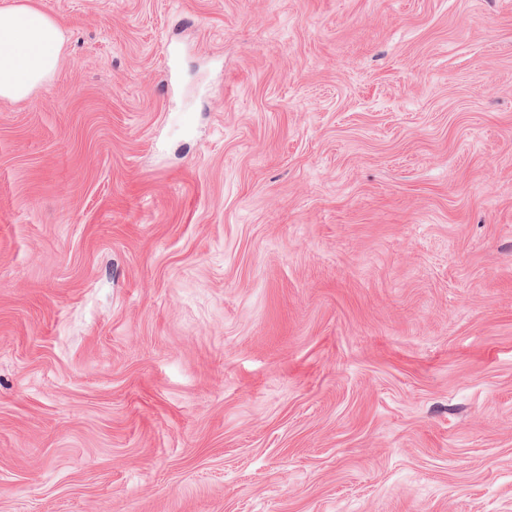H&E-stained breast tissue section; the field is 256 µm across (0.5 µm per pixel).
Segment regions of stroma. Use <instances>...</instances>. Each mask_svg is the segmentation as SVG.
Masks as SVG:
<instances>
[{
	"label": "stroma",
	"instance_id": "35a3bbf8",
	"mask_svg": "<svg viewBox=\"0 0 512 512\" xmlns=\"http://www.w3.org/2000/svg\"><path fill=\"white\" fill-rule=\"evenodd\" d=\"M43 3L0 512H512V0Z\"/></svg>",
	"mask_w": 512,
	"mask_h": 512
}]
</instances>
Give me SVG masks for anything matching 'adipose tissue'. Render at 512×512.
I'll return each instance as SVG.
<instances>
[{
	"label": "adipose tissue",
	"instance_id": "ef3b65f1",
	"mask_svg": "<svg viewBox=\"0 0 512 512\" xmlns=\"http://www.w3.org/2000/svg\"><path fill=\"white\" fill-rule=\"evenodd\" d=\"M64 42L40 0H19L0 13V98L22 100L56 71Z\"/></svg>",
	"mask_w": 512,
	"mask_h": 512
}]
</instances>
